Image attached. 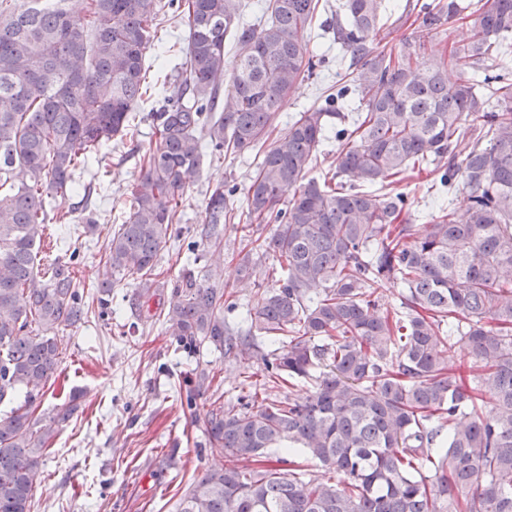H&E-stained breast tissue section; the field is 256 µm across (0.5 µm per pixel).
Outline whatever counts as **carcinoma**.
Masks as SVG:
<instances>
[{"mask_svg":"<svg viewBox=\"0 0 512 512\" xmlns=\"http://www.w3.org/2000/svg\"><path fill=\"white\" fill-rule=\"evenodd\" d=\"M5 2L0 404L24 399L0 413V512H30L50 442L78 411L73 395L35 417L66 351L62 332L89 311L71 263L56 259L41 273L38 248L49 224L70 225L78 239L95 230L91 186L76 206L56 200L78 192L76 173L102 165L112 140L131 133L167 6L188 29L187 49L176 91L150 114L154 141L128 214L101 253L100 305L121 284L145 302L169 288L160 324L175 350L237 363L259 356L267 371L262 392L198 422L235 464L205 466L175 512H512V69L489 64L512 52V0L408 3L421 23L416 44L400 49L377 40L385 0H341L324 30L349 53L351 78L273 141L297 82L326 63L304 40L320 0H266L261 26L243 21L242 0H88L78 14L68 0H22L13 10ZM469 17L467 36L451 38L446 25ZM230 33L237 60L228 72ZM432 40L443 43L440 66L420 61ZM459 64L474 78L448 81V66ZM332 118L342 123L334 131ZM333 132L332 169L308 177ZM207 149L259 158L245 208L227 181L205 205L209 246L242 219L253 247L241 272L255 255L275 265L245 336L224 324L228 285L207 273L173 282L160 266ZM426 169L441 192L464 187L468 206L441 208L418 231L399 185ZM389 285L406 289L398 310L382 303ZM258 337L277 345L272 358L260 355ZM459 342L474 360L466 377L448 372ZM300 380L305 394H282ZM211 382L197 367L180 403L192 407ZM274 448L288 456L272 466ZM298 452L332 480L296 471Z\"/></svg>","mask_w":512,"mask_h":512,"instance_id":"obj_1","label":"carcinoma"}]
</instances>
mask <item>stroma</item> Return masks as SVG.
I'll list each match as a JSON object with an SVG mask.
<instances>
[{
  "instance_id": "1",
  "label": "stroma",
  "mask_w": 512,
  "mask_h": 512,
  "mask_svg": "<svg viewBox=\"0 0 512 512\" xmlns=\"http://www.w3.org/2000/svg\"><path fill=\"white\" fill-rule=\"evenodd\" d=\"M186 36L177 14L168 12L153 49L163 59V69L151 71V79L171 72L176 60L167 51L172 46L186 47ZM309 36L312 47L327 62L291 92L274 131L278 137L287 133L295 113L320 105L328 87L336 85L346 71L343 54L328 34L315 25ZM162 99L158 93L140 102L138 135L112 145L111 173L95 197L97 227L82 239L90 256L80 264L78 280L87 292H95L104 278L105 268L97 256L113 225L127 211L128 189L139 173V157L151 142L147 115L159 109ZM254 167L250 152L220 160L204 157L198 179L186 190L182 220L174 227L181 244L197 246L201 260L189 267L177 262L175 252L167 251L161 261L174 278L220 271L223 282L233 287L235 305L225 309L224 319L235 329L243 327L247 307L255 305L263 288L269 287L270 262L254 260L249 277H241L237 262L248 245L238 223L225 225L220 250L203 245L200 230L209 186L222 180L245 185ZM404 190L413 203L409 221L417 225L429 210L449 204L461 212L467 204L465 191H457L451 199L438 195L425 177L411 180ZM169 299V292H160L144 314L133 289L120 286L113 289L107 309L92 305L84 324L65 330L67 352L45 388L38 412L51 413L75 391L82 394L81 408L60 428L40 469L31 512H175L181 492L201 474L204 464L221 459L218 448H195L194 422L214 403L236 402L245 372L263 375L264 365L258 360L245 370L213 352L189 356L175 351L160 327L146 320L147 315L166 309ZM206 363L217 375L216 388L201 393L193 408L182 407L176 399L177 384L188 381L196 366Z\"/></svg>"
}]
</instances>
